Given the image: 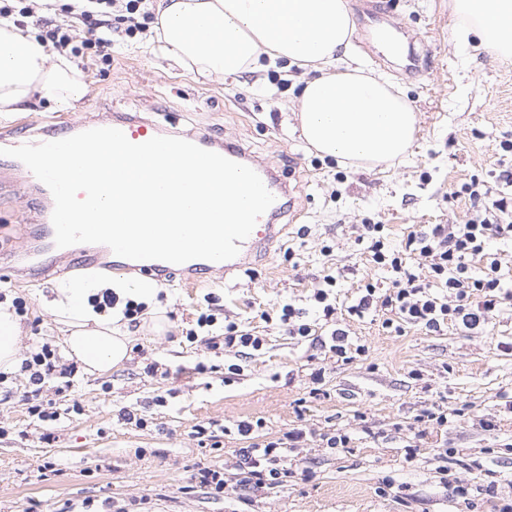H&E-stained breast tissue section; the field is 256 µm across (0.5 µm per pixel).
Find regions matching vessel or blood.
I'll use <instances>...</instances> for the list:
<instances>
[{"label":"vessel or blood","instance_id":"vessel-or-blood-1","mask_svg":"<svg viewBox=\"0 0 512 512\" xmlns=\"http://www.w3.org/2000/svg\"><path fill=\"white\" fill-rule=\"evenodd\" d=\"M104 126L121 130L134 143L145 142L159 133L157 127L137 115H126L108 121L91 117L78 124L60 122L39 129L33 128L32 124L28 123L24 125L23 130L24 132L32 133L36 142L42 143L64 139L89 129ZM186 139L203 149L209 151L213 149L218 150L222 156L249 166L258 173L266 188L274 197L273 204L259 218L250 236L241 242L237 258L222 262L219 265L204 259H194L177 265L161 260H130L122 258L115 255L109 247L97 244L81 252L78 261L79 267L108 268L117 274L136 271L146 279L157 283L176 279L184 285L194 286L209 281L211 272L218 267L222 268L225 274H234L240 269L243 259L262 252L266 246L277 238L278 230L275 219L283 214L286 209L284 198L288 192L287 183L275 174L270 167L254 161L239 146H216L214 139L204 133L191 132L187 134ZM22 190L36 201L43 221V225L38 233L37 243L33 248L34 253L38 254L54 248L55 232L51 223L54 199L50 190L29 171L24 174Z\"/></svg>","mask_w":512,"mask_h":512}]
</instances>
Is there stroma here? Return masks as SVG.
<instances>
[{"mask_svg":"<svg viewBox=\"0 0 512 512\" xmlns=\"http://www.w3.org/2000/svg\"><path fill=\"white\" fill-rule=\"evenodd\" d=\"M451 0H348L353 38L370 27L376 10L393 29L397 51L375 42L379 59L351 49L344 62L390 80L418 117L416 140L407 155L373 168L344 167L321 156L301 137L294 115L298 73L287 61L261 60L258 68L203 79L171 63L155 41L154 16H140L144 31L112 57L86 49L87 28L58 10L53 20L72 27L66 57L80 70L86 93L74 107L35 101L20 112L0 113V128L29 118H86L136 112L161 130L199 131L235 143L277 168L294 187L282 218L286 231L266 252L245 260L232 278L215 271L208 284L167 285L155 309L128 326L131 357L99 375L76 371L52 377L44 399L65 388L71 412L58 421L33 417L23 392L28 380L9 377V398L0 399V512H238L233 449L248 442L234 430L241 420L256 423L259 438H277L296 427L315 431L290 457L312 476L289 478L258 493L256 512H490L512 503V314L493 319L484 335L455 327L429 333L406 327L387 333L383 314L350 318L343 309L358 285L384 283L385 274L356 245L363 219L385 224L391 244L428 224H459L474 212L472 202L451 197L471 175L497 169L500 143L512 139V63L476 44L457 41ZM287 87L270 82V73ZM344 180H337V173ZM32 200L17 191L0 194V296L22 302V350L47 343L65 352L60 318L47 308L61 276L30 268L21 246L38 225ZM331 255H323V246ZM337 275V318L353 343L366 347L349 363L327 348L288 336L277 323L283 304L303 309L315 335L328 327L311 311L310 297L325 275ZM269 312L271 322L259 315ZM214 315L198 327L200 315ZM259 332L262 350L241 358L214 352L209 337L223 333L225 320ZM196 332L188 342V332ZM210 370L198 375L197 362ZM241 363L242 374L228 367ZM170 369V379L148 373L150 364ZM324 371L321 383L310 372ZM441 403L464 419L445 428L415 420ZM137 413L147 424L122 420ZM497 422L489 435L482 420ZM227 426L223 454L201 447L193 429ZM348 433L347 448L322 447L320 434ZM50 432L54 441L43 440ZM418 438L407 458L404 447ZM454 449L447 478L434 470V457ZM224 471V491L199 486L198 469ZM495 472L494 486L480 478ZM390 489H382L383 480ZM468 487L466 497L455 495Z\"/></svg>","mask_w":512,"mask_h":512,"instance_id":"35a3bbf8","label":"stroma"}]
</instances>
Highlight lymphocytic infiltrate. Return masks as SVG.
<instances>
[{"instance_id":"1","label":"lymphocytic infiltrate","mask_w":512,"mask_h":512,"mask_svg":"<svg viewBox=\"0 0 512 512\" xmlns=\"http://www.w3.org/2000/svg\"><path fill=\"white\" fill-rule=\"evenodd\" d=\"M80 12L89 23L93 38L90 48L110 55L115 44L112 25L113 9L123 5L127 37H135L140 27L136 15L144 0H85ZM497 187H489L480 176L463 183L460 194L477 203L476 216L461 224H431L426 230L410 232L400 245H391L385 227L364 222L357 244L363 245L371 261L388 274L386 287L374 283L361 286L355 300L346 308L349 316L365 318L379 311L385 318L382 326L388 332L402 334L405 325L439 332L454 326L471 332H484L491 318L512 302V270L503 267L497 254L490 252V239L512 243V167L500 170ZM324 285L316 289L314 301L321 306L325 322L331 323L330 347L338 359L349 352L364 355V345H350L347 330L333 326L336 308L329 302L330 291L337 279L325 275ZM20 373L29 377V388L23 394L30 411L41 421H54L60 416L54 402L44 400L43 386L55 374L73 373V365L62 364L50 345L22 354ZM252 423L239 422L237 432L248 438V447L238 449L240 501L252 506L255 493L283 484L292 471L284 464V452L302 447L307 432L293 429L272 440L251 441Z\"/></svg>"}]
</instances>
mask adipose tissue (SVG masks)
I'll list each match as a JSON object with an SVG mask.
<instances>
[{
    "label": "adipose tissue",
    "instance_id": "1",
    "mask_svg": "<svg viewBox=\"0 0 512 512\" xmlns=\"http://www.w3.org/2000/svg\"><path fill=\"white\" fill-rule=\"evenodd\" d=\"M153 30L169 58L204 77L236 74L261 57L310 68L302 78L297 113L304 140L322 155L354 167L403 157L415 140L416 116L387 80L343 65L353 24L347 0H152ZM459 40L477 36L495 57L512 61V0H452ZM81 72L62 55L46 53L0 20V112L23 110L38 98L68 106L82 97ZM103 281L55 290L50 310L65 317L69 355L90 373L130 357L121 310L90 305ZM21 326L10 303H0V370L19 362Z\"/></svg>",
    "mask_w": 512,
    "mask_h": 512
}]
</instances>
